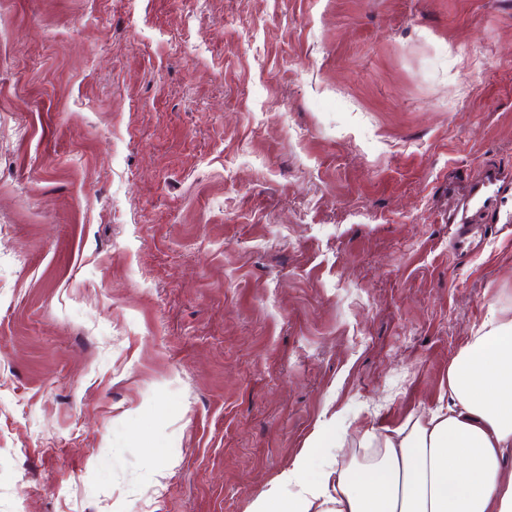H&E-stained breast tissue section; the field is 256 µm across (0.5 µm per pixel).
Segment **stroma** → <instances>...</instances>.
I'll list each match as a JSON object with an SVG mask.
<instances>
[{
    "label": "stroma",
    "instance_id": "stroma-1",
    "mask_svg": "<svg viewBox=\"0 0 512 512\" xmlns=\"http://www.w3.org/2000/svg\"><path fill=\"white\" fill-rule=\"evenodd\" d=\"M512 0H0V512H250L512 311ZM510 184L509 171L488 167L470 182L462 203L448 210V224L454 225L451 239L460 255L472 253L470 239L475 229L485 231L493 224H500V213H497L493 202Z\"/></svg>",
    "mask_w": 512,
    "mask_h": 512
}]
</instances>
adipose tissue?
I'll return each mask as SVG.
<instances>
[{"mask_svg":"<svg viewBox=\"0 0 512 512\" xmlns=\"http://www.w3.org/2000/svg\"><path fill=\"white\" fill-rule=\"evenodd\" d=\"M321 422L251 512H512V315L492 313L448 362V401L347 454Z\"/></svg>","mask_w":512,"mask_h":512,"instance_id":"adipose-tissue-1","label":"adipose tissue"}]
</instances>
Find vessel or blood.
Wrapping results in <instances>:
<instances>
[{
  "label": "vessel or blood",
  "mask_w": 512,
  "mask_h": 512,
  "mask_svg": "<svg viewBox=\"0 0 512 512\" xmlns=\"http://www.w3.org/2000/svg\"><path fill=\"white\" fill-rule=\"evenodd\" d=\"M510 185L512 173L497 167L486 168L470 182L462 203L448 211V221L454 226L451 239L457 252L470 254V239L475 230H484L500 222L493 202Z\"/></svg>",
  "instance_id": "1"
}]
</instances>
